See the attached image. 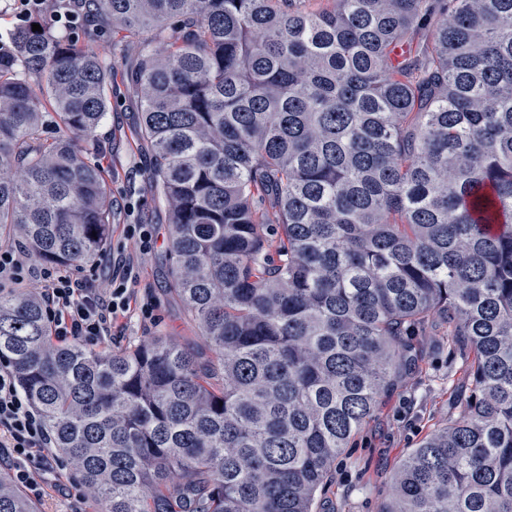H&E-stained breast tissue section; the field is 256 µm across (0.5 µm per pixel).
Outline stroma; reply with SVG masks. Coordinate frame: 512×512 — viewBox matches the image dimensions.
<instances>
[{"label":"stroma","instance_id":"stroma-1","mask_svg":"<svg viewBox=\"0 0 512 512\" xmlns=\"http://www.w3.org/2000/svg\"><path fill=\"white\" fill-rule=\"evenodd\" d=\"M68 33L112 57L107 91L110 111L98 131L101 165L112 185L111 238L91 265L75 268L74 273L104 281L111 272L113 249L125 240L126 225H151L154 248L143 260L137 289L151 300L155 320L127 319L121 345L128 348L166 333L202 346L194 322L169 289L167 213L145 179L152 151L139 134L138 101L127 78L137 63V50L123 35H101L97 26L84 19ZM409 342L413 361L408 376L382 395L374 416L337 459L315 512H382L403 458L430 433L459 417L473 378L468 344L450 336L445 321L437 317L430 318ZM37 507L39 512H89L84 491L71 472L64 488H49Z\"/></svg>","mask_w":512,"mask_h":512}]
</instances>
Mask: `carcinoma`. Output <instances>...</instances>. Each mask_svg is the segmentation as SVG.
Masks as SVG:
<instances>
[{
	"label": "carcinoma",
	"mask_w": 512,
	"mask_h": 512,
	"mask_svg": "<svg viewBox=\"0 0 512 512\" xmlns=\"http://www.w3.org/2000/svg\"><path fill=\"white\" fill-rule=\"evenodd\" d=\"M136 40L172 290L208 353L55 344L0 294V359L92 512H313L438 315L474 352L383 512H512V0H85ZM27 23L0 54V237L110 238L112 60ZM0 512H37L0 477Z\"/></svg>",
	"instance_id": "1"
}]
</instances>
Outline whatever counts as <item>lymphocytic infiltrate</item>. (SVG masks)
<instances>
[{"mask_svg":"<svg viewBox=\"0 0 512 512\" xmlns=\"http://www.w3.org/2000/svg\"><path fill=\"white\" fill-rule=\"evenodd\" d=\"M130 250L112 254V274L104 283L74 276L54 267L34 264L27 252L12 245L0 246V289L35 284L43 305L49 334L60 344L79 341L88 345L109 343L122 336L124 320L138 313L143 321L153 318V307L137 303L135 286L139 263L153 248L148 224H130ZM59 450L7 360H0V471L35 500L43 499L47 487L61 476Z\"/></svg>","mask_w":512,"mask_h":512,"instance_id":"lymphocytic-infiltrate-1","label":"lymphocytic infiltrate"}]
</instances>
